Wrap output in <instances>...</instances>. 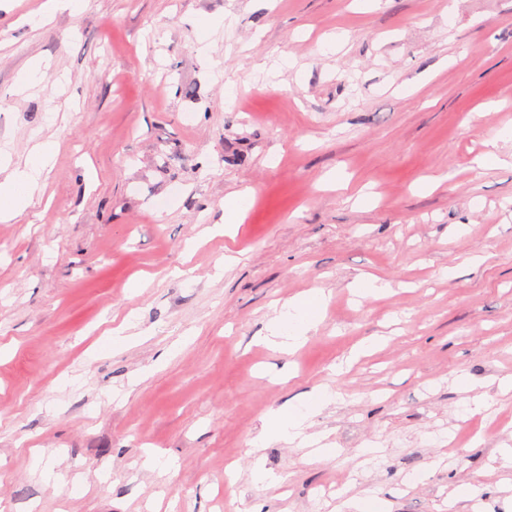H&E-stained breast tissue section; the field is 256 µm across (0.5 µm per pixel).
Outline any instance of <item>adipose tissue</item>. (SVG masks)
<instances>
[{"label": "adipose tissue", "instance_id": "obj_1", "mask_svg": "<svg viewBox=\"0 0 512 512\" xmlns=\"http://www.w3.org/2000/svg\"><path fill=\"white\" fill-rule=\"evenodd\" d=\"M54 153L53 142L37 143L32 157L24 166L14 168L0 181V222L18 220L31 206L42 175L50 165ZM325 300L324 293L314 288L282 304L268 323L267 343L283 353L295 352L320 323ZM336 397V392L329 386L314 387L303 404L275 410L266 420L261 432L251 440V447L259 449L275 439L300 447L314 446L320 456H328V449L320 445V435L309 433L308 427L311 417L334 403Z\"/></svg>", "mask_w": 512, "mask_h": 512}]
</instances>
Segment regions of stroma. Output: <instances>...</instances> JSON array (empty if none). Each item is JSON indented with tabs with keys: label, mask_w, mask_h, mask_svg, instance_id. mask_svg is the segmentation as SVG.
I'll use <instances>...</instances> for the list:
<instances>
[{
	"label": "stroma",
	"mask_w": 512,
	"mask_h": 512,
	"mask_svg": "<svg viewBox=\"0 0 512 512\" xmlns=\"http://www.w3.org/2000/svg\"><path fill=\"white\" fill-rule=\"evenodd\" d=\"M42 2L0 0V150L59 145L0 222V502L512 512V0ZM369 275L387 293L354 296ZM313 288L305 345L268 347ZM319 384L334 455L271 442L255 483L250 440ZM250 195L248 193H239L233 196L224 204V223L241 224L245 212L248 209ZM325 300L324 293L314 288L282 304L268 323L266 342L281 353L295 352L320 323Z\"/></svg>",
	"instance_id": "obj_1"
}]
</instances>
